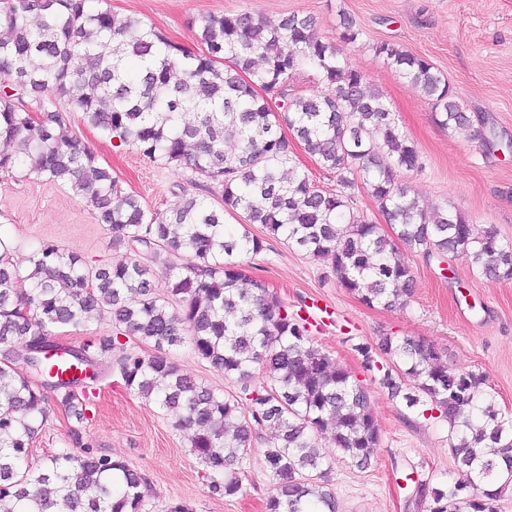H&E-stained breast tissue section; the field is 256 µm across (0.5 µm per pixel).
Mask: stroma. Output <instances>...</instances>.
Masks as SVG:
<instances>
[{"instance_id": "1", "label": "stroma", "mask_w": 512, "mask_h": 512, "mask_svg": "<svg viewBox=\"0 0 512 512\" xmlns=\"http://www.w3.org/2000/svg\"><path fill=\"white\" fill-rule=\"evenodd\" d=\"M118 17L134 15L185 48L196 49L192 21L208 13L251 10L269 24L291 13L315 19L317 30L338 42L341 18L361 32L342 57L379 90L395 112L401 130L422 157L421 168L401 181L422 203L459 210L470 223L494 225L502 242L512 244V0H104ZM388 41L427 57L447 78L455 98L473 119L471 134L442 128L431 102L398 70L371 49ZM98 161L110 167L124 191L138 195L154 212L175 209L184 194L218 201L215 185L198 187L183 168L163 167L131 148L116 146L96 130L79 126ZM502 149L491 151L488 138ZM265 238V249L249 258L246 274L267 283L293 307L317 304L328 314L311 337L370 393L381 427V445L370 468L361 470L334 457L327 480L337 512H424L414 498L417 486L443 481L453 471L446 421L420 415L402 399L388 397L379 374L366 370L361 347H375L379 336H421L448 355L454 369L482 372L503 413L512 414V282H493L451 257L425 259L405 251L416 277L411 303L397 310L370 307L340 288L330 262L311 258L281 237ZM0 236L24 262L31 245L49 240L93 266L124 261L128 251L112 244V234L94 218L88 203L65 187L16 173L0 175ZM115 348L98 369L91 413L83 423L67 418L56 403L29 458L30 468L65 447L71 428H81L100 453L126 461L147 481V512H166L174 503L192 512H264L272 484L260 461L275 434L263 428L255 450L243 461L242 494L210 496L204 467L190 448V434L173 429L169 412L124 387L114 367Z\"/></svg>"}]
</instances>
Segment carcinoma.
Returning <instances> with one entry per match:
<instances>
[{"mask_svg":"<svg viewBox=\"0 0 512 512\" xmlns=\"http://www.w3.org/2000/svg\"><path fill=\"white\" fill-rule=\"evenodd\" d=\"M193 25L192 52L139 17L115 18L99 0H6L0 8V138L12 145L0 153V173L67 187L92 206L112 243L130 250L121 263L92 268L40 241L22 267L0 239V512H48L56 498L67 512H143L145 478L95 451L79 429L45 467L24 466L47 421V392L69 416L87 419L73 390L84 378L65 380L53 367L63 359L96 369L121 335L153 347L147 356L123 350L116 369L128 389L177 414L174 429L192 431L211 495L242 492L234 466L251 453L256 430L271 426L266 512H336L319 440L363 470L380 448V425L368 390L314 345L308 319L246 277L243 259L265 248L251 224L330 260L339 286L369 307L409 303L416 279L405 250L458 257L489 280H512V245L494 226L431 211L401 183L402 172L420 167L417 145L312 18L293 13L270 26L244 10ZM371 49L431 101L438 125L471 132L428 59L387 41ZM308 70L328 92H294ZM76 117L151 162L220 186L221 201L193 195L170 212L146 209L98 162ZM296 144L336 173L340 189L313 183L297 165ZM357 187L393 235L355 210ZM226 214L243 217L242 232L226 229ZM159 277L166 299L156 293ZM22 279L30 282L24 294ZM94 314L109 317L115 334L83 343L80 355L51 342L52 330L84 327ZM186 343L238 391L219 393L182 372L171 351ZM376 351L392 362L379 378L391 398L430 405L448 422L455 469L435 487L422 485L426 512H498L512 489V419L497 409L486 375L450 370L447 355L420 336L385 333Z\"/></svg>","mask_w":512,"mask_h":512,"instance_id":"cac0c4a2","label":"carcinoma"}]
</instances>
